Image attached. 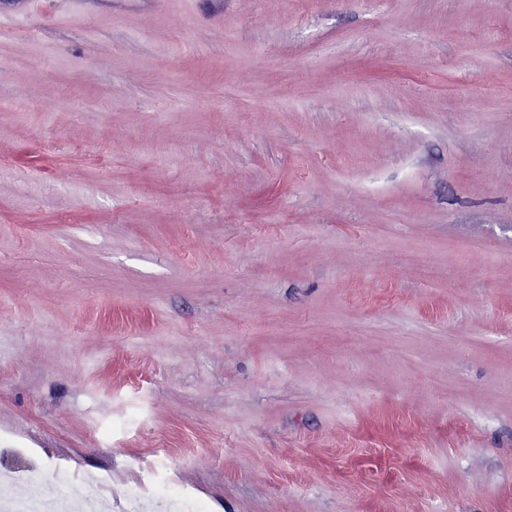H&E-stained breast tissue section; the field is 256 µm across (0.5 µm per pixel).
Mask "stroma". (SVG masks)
<instances>
[{
	"instance_id": "obj_1",
	"label": "stroma",
	"mask_w": 512,
	"mask_h": 512,
	"mask_svg": "<svg viewBox=\"0 0 512 512\" xmlns=\"http://www.w3.org/2000/svg\"><path fill=\"white\" fill-rule=\"evenodd\" d=\"M82 2L0 32V470L512 512V0Z\"/></svg>"
}]
</instances>
